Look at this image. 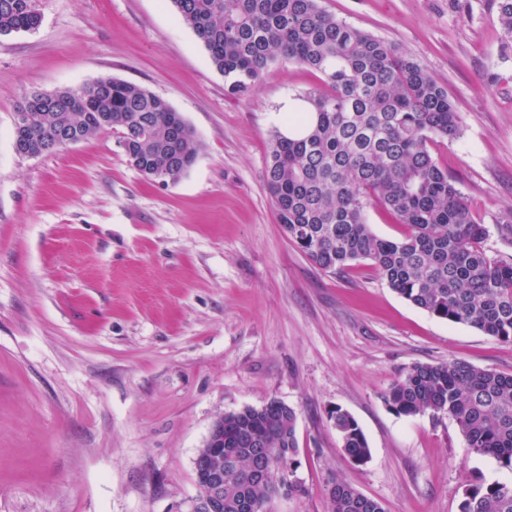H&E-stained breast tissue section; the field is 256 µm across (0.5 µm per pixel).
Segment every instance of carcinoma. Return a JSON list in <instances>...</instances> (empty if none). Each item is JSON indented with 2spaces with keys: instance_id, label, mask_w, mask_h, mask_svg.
<instances>
[{
  "instance_id": "carcinoma-1",
  "label": "carcinoma",
  "mask_w": 512,
  "mask_h": 512,
  "mask_svg": "<svg viewBox=\"0 0 512 512\" xmlns=\"http://www.w3.org/2000/svg\"><path fill=\"white\" fill-rule=\"evenodd\" d=\"M234 93H247L268 67L288 59L321 75L298 93L299 107L274 129L264 182L288 240L320 269L336 273L369 260L399 296L432 316L512 342V263L481 248L486 229L433 157V143L457 138L460 118L448 92L397 47L323 9L319 0H170ZM498 20L512 47V0ZM41 21L36 0H0V35ZM120 134L130 164L145 178L175 182L200 150L195 131L163 98L121 79L87 94L58 90L37 100L22 130L27 144L52 151L62 135ZM377 200L408 227L400 240L376 235L365 210ZM398 415L447 416L468 448L512 469V374L464 362L418 363L383 396ZM330 419L346 459L362 465L366 437L348 412ZM296 411L278 400L224 415V510L245 501L268 506L302 492ZM288 455V485L251 476L255 449ZM328 512H385L382 504L338 480ZM460 512H512V485H475Z\"/></svg>"
}]
</instances>
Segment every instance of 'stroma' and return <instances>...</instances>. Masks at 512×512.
I'll return each instance as SVG.
<instances>
[{
	"label": "stroma",
	"mask_w": 512,
	"mask_h": 512,
	"mask_svg": "<svg viewBox=\"0 0 512 512\" xmlns=\"http://www.w3.org/2000/svg\"><path fill=\"white\" fill-rule=\"evenodd\" d=\"M394 44L459 117L432 147L512 262V52L498 0H319ZM41 23L0 35V512H187L194 459L218 415L278 400L297 413L304 491L272 512H327L343 480L385 512H460L465 490L512 484L449 417L392 412L416 363L512 373V342L438 319L370 261L332 274L283 233L263 171L276 114L320 83L272 64L234 94L169 0H38ZM102 76L164 98L201 147L177 182L146 179L117 133L38 157L15 153L33 91ZM369 448L345 458L330 414ZM330 418L339 434L346 459L354 465L366 463L370 456V448L355 418L341 409L332 411Z\"/></svg>",
	"instance_id": "1"
}]
</instances>
